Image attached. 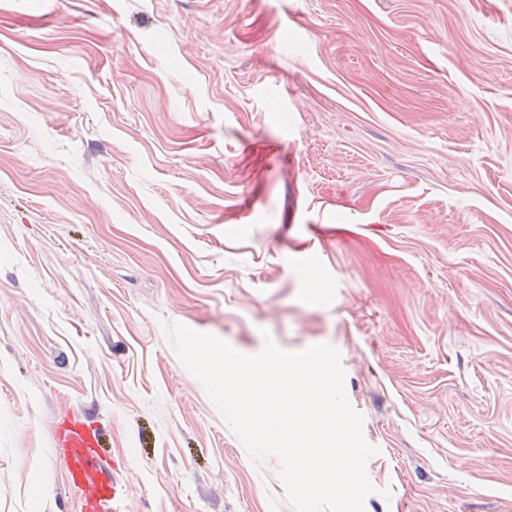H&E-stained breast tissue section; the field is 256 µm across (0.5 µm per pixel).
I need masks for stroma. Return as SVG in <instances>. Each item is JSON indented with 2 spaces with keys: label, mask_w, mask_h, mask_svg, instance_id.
<instances>
[{
  "label": "stroma",
  "mask_w": 512,
  "mask_h": 512,
  "mask_svg": "<svg viewBox=\"0 0 512 512\" xmlns=\"http://www.w3.org/2000/svg\"><path fill=\"white\" fill-rule=\"evenodd\" d=\"M166 321L336 347L365 512H512V0H0V512L69 411L124 512H295Z\"/></svg>",
  "instance_id": "obj_1"
}]
</instances>
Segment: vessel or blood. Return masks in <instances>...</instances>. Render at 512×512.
Segmentation results:
<instances>
[{
	"mask_svg": "<svg viewBox=\"0 0 512 512\" xmlns=\"http://www.w3.org/2000/svg\"><path fill=\"white\" fill-rule=\"evenodd\" d=\"M59 453L76 489L81 512H122L123 486L116 469L99 453V434L75 413L65 414L56 429Z\"/></svg>",
	"mask_w": 512,
	"mask_h": 512,
	"instance_id": "obj_1",
	"label": "vessel or blood"
}]
</instances>
